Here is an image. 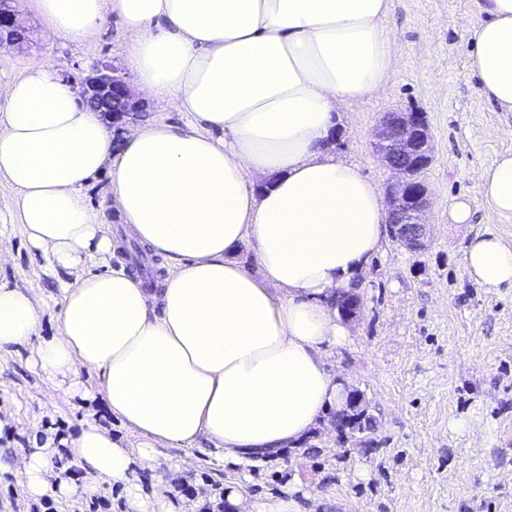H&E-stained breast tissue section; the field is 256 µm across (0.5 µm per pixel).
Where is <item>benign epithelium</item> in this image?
Wrapping results in <instances>:
<instances>
[{"label":"benign epithelium","mask_w":512,"mask_h":512,"mask_svg":"<svg viewBox=\"0 0 512 512\" xmlns=\"http://www.w3.org/2000/svg\"><path fill=\"white\" fill-rule=\"evenodd\" d=\"M24 32L16 11L0 6V44L6 41L18 45L23 42ZM80 93L96 106L109 128L125 123L144 109V100L132 92L118 66L108 61H99L93 66L80 82ZM373 145L381 160L399 175L398 181L388 188L389 233L406 249L421 252L427 248L430 238L425 221L430 197L422 174L433 160V138L426 115L403 111L386 113L375 129ZM338 314L345 321L359 320L358 296L350 294ZM366 407L364 394L349 389L344 407L336 412V422Z\"/></svg>","instance_id":"benign-epithelium-1"}]
</instances>
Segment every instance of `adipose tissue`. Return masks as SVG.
<instances>
[{"label":"adipose tissue","mask_w":512,"mask_h":512,"mask_svg":"<svg viewBox=\"0 0 512 512\" xmlns=\"http://www.w3.org/2000/svg\"><path fill=\"white\" fill-rule=\"evenodd\" d=\"M390 0H35L48 34L79 40L109 19L138 94L180 112L178 124L128 125L120 147L53 65L33 63L0 103V178L61 287L58 331L38 338L39 285L0 283V353L31 345L53 388L75 395L81 369L124 433L88 422L71 439L91 494L129 492L132 512L176 508L138 468L162 448L206 440L225 461L272 460L298 448L345 403L325 360L346 329L336 294L353 288L386 233L385 197L330 150L337 107L373 95L393 66ZM479 91L512 112V0H481L469 19ZM109 170L122 224L163 258L154 287L109 269L117 243L84 195ZM482 197L512 218V152L480 172ZM249 244L253 266L236 254ZM482 287H512V245L487 233L463 255ZM44 443L14 458L28 497L69 499ZM228 512H300L292 494L249 503L224 488Z\"/></svg>","instance_id":"obj_1"}]
</instances>
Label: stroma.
I'll return each instance as SVG.
<instances>
[{
    "mask_svg": "<svg viewBox=\"0 0 512 512\" xmlns=\"http://www.w3.org/2000/svg\"><path fill=\"white\" fill-rule=\"evenodd\" d=\"M26 41L0 48V102L36 60L54 63L79 84L99 60L121 63L118 20L81 41L47 36V23L31 0H12ZM475 0H390L384 26L395 65L372 96L341 104L333 149L377 188L394 175L374 153L372 133L384 113L426 114L434 158L423 179L431 196V243L422 253L385 238L355 284L364 314L347 323L348 335L327 351L328 368L364 392L375 417L371 433L342 439L326 414L313 437L274 461L218 464L208 446L160 449L137 472L145 488L172 486L173 500H193L195 512H226L220 494L242 485L250 499L294 493L301 512H512V288L485 289L463 266L468 242L494 233L512 244V220L482 198L477 176L501 153L512 152V112L498 111L479 92L469 68L465 20ZM109 173L91 180L88 204L119 241L110 265L137 271L154 283L160 257L138 255V241L123 234L108 193ZM12 190L0 186V280L41 283L45 306L39 336L58 329L59 281L44 272V259L29 246ZM468 197V224L451 223L448 206ZM87 391L71 398L53 392L30 363L26 347L0 356V407L23 428H0V512H32L20 479L6 466L52 430L66 436L94 421L114 434L120 422L105 408L96 373L82 369Z\"/></svg>",
    "mask_w": 512,
    "mask_h": 512,
    "instance_id": "35a3bbf8",
    "label": "stroma"
}]
</instances>
